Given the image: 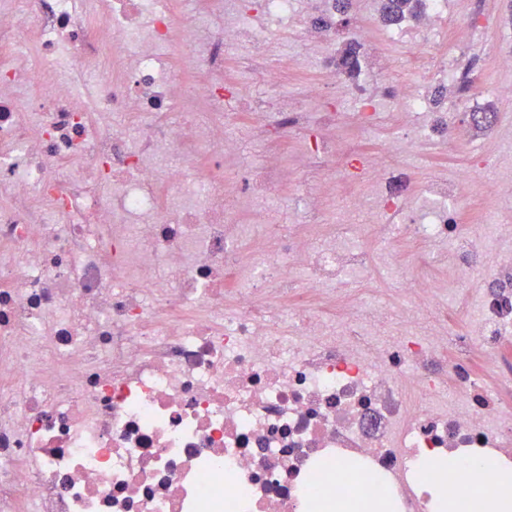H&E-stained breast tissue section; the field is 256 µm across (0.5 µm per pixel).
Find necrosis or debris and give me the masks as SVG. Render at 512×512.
Wrapping results in <instances>:
<instances>
[{
  "label": "necrosis or debris",
  "mask_w": 512,
  "mask_h": 512,
  "mask_svg": "<svg viewBox=\"0 0 512 512\" xmlns=\"http://www.w3.org/2000/svg\"><path fill=\"white\" fill-rule=\"evenodd\" d=\"M252 4L317 65L302 98L256 102L225 70L244 43L269 87L288 69L254 35ZM420 12L364 37L365 70L388 80L348 86L351 124L392 99L415 140H447L433 91L456 92L459 74L422 46L448 0ZM318 17L336 0H0V512H305L311 482L335 491L336 461L362 473L354 493L378 477L392 512H432L422 453L512 460V251L458 233L461 180L406 205L395 142L362 163L346 151L363 193L340 231L264 205L296 181L333 186L336 114L310 103L341 79ZM401 41L421 84L389 76ZM244 122L267 144L251 170L228 134ZM312 131L288 167L285 144ZM396 234L421 247L398 331L348 287ZM449 241L445 282L431 268ZM478 276L473 315L449 329V282Z\"/></svg>",
  "instance_id": "obj_1"
}]
</instances>
